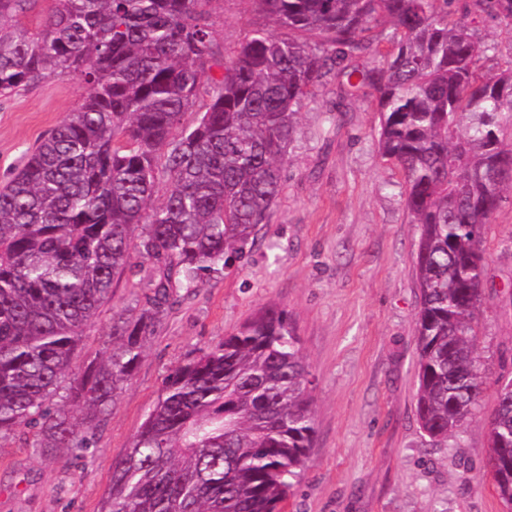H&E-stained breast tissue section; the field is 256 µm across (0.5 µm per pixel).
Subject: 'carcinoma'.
I'll list each match as a JSON object with an SVG mask.
<instances>
[{"instance_id":"carcinoma-1","label":"carcinoma","mask_w":512,"mask_h":512,"mask_svg":"<svg viewBox=\"0 0 512 512\" xmlns=\"http://www.w3.org/2000/svg\"><path fill=\"white\" fill-rule=\"evenodd\" d=\"M35 2L0 0V97L55 77L89 92L0 188V438L26 428L37 448L93 447L158 310L255 240L297 116L333 77L342 97H372L379 155L402 171L419 226L416 411L430 442L457 447L485 384L486 229L512 199V65L478 73L490 47L454 0H249L265 24L229 58L214 0H54L32 33L18 16ZM472 2L512 32V0ZM144 263L139 314L113 321L112 348L74 374L66 403L82 417L46 405L114 281ZM310 385L290 316L265 308L171 371L102 512H280L312 448ZM488 430V467L512 505V379Z\"/></svg>"}]
</instances>
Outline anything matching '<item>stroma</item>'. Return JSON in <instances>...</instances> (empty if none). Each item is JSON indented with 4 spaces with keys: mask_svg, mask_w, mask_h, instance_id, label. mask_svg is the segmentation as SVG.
<instances>
[{
    "mask_svg": "<svg viewBox=\"0 0 512 512\" xmlns=\"http://www.w3.org/2000/svg\"><path fill=\"white\" fill-rule=\"evenodd\" d=\"M455 8L493 46L479 62L483 72L512 65V33L477 17L471 0ZM255 20L249 0H217L211 23L221 50L233 51ZM87 93L79 80L53 78L0 98V185ZM376 125L373 104L341 99L333 79L306 102L283 190L256 243L229 261L223 278L164 308L93 448L77 457L33 448L21 431L0 440V512H99L112 466L170 370L270 305L295 323L312 380L314 442L283 512H507L486 452L497 382L512 377V203L496 212L484 242L481 409L460 447L436 448L422 435L414 399L417 226L401 171L376 151ZM140 277L115 282L51 403L62 404L74 372L110 344L113 316H136Z\"/></svg>",
    "mask_w": 512,
    "mask_h": 512,
    "instance_id": "stroma-1",
    "label": "stroma"
}]
</instances>
